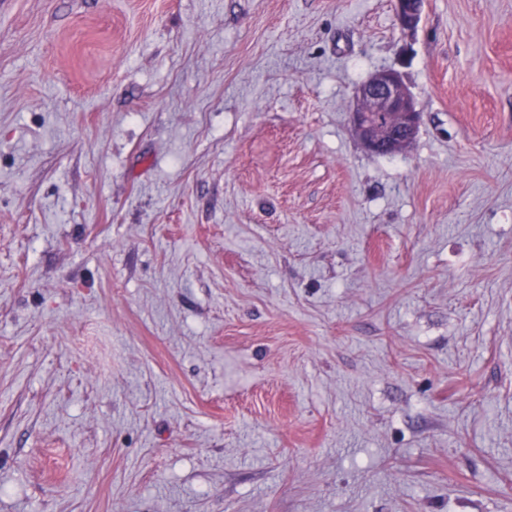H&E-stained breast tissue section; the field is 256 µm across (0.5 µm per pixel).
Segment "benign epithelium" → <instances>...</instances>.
Instances as JSON below:
<instances>
[{
	"label": "benign epithelium",
	"mask_w": 512,
	"mask_h": 512,
	"mask_svg": "<svg viewBox=\"0 0 512 512\" xmlns=\"http://www.w3.org/2000/svg\"><path fill=\"white\" fill-rule=\"evenodd\" d=\"M424 0H395L396 16L405 30L421 21ZM354 131L370 152L392 156L411 146L420 112L401 75L392 69L377 70L354 92Z\"/></svg>",
	"instance_id": "7a95c632"
}]
</instances>
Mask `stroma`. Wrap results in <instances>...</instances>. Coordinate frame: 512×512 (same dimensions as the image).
Returning <instances> with one entry per match:
<instances>
[{
	"instance_id": "35a3bbf8",
	"label": "stroma",
	"mask_w": 512,
	"mask_h": 512,
	"mask_svg": "<svg viewBox=\"0 0 512 512\" xmlns=\"http://www.w3.org/2000/svg\"><path fill=\"white\" fill-rule=\"evenodd\" d=\"M0 512H512V0H0ZM396 16L405 30H414L421 21L424 0H395ZM354 98L353 127L366 149L392 156L411 146L420 112L397 71H375L356 87Z\"/></svg>"
}]
</instances>
